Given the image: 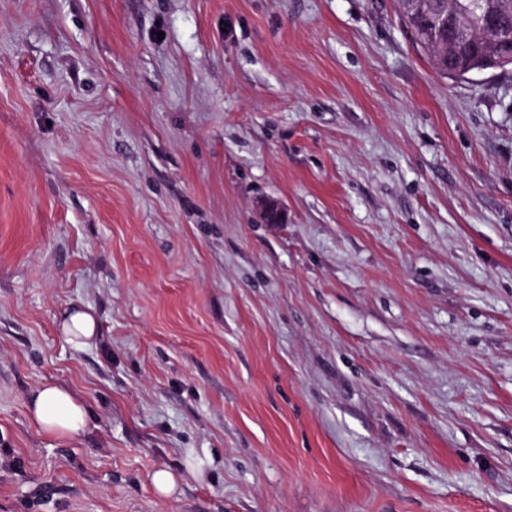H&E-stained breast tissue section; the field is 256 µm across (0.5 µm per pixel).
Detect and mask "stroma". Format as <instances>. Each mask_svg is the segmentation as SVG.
Masks as SVG:
<instances>
[{"mask_svg":"<svg viewBox=\"0 0 512 512\" xmlns=\"http://www.w3.org/2000/svg\"><path fill=\"white\" fill-rule=\"evenodd\" d=\"M0 512H512V74L398 0H0ZM471 0H400V11L405 22L414 31L418 45L429 52L434 67L443 75L454 80L469 79L473 72L471 61L477 58L497 59L503 62L502 69L512 67V45L498 43L496 37L457 39L450 35L448 46L436 43L426 25L427 16L448 10L468 16L473 27L485 21L481 12L471 13ZM95 317L84 309H73L63 315L60 322V333L63 339L77 346L89 344L97 333ZM28 411L39 429L59 440L78 436L87 425V410L73 391L57 384L37 388L28 402Z\"/></svg>","mask_w":512,"mask_h":512,"instance_id":"35a3bbf8","label":"stroma"}]
</instances>
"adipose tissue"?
<instances>
[{
	"mask_svg": "<svg viewBox=\"0 0 512 512\" xmlns=\"http://www.w3.org/2000/svg\"><path fill=\"white\" fill-rule=\"evenodd\" d=\"M28 411L39 429L60 440L82 433L87 425V410L73 391L57 384L37 388L28 402Z\"/></svg>",
	"mask_w": 512,
	"mask_h": 512,
	"instance_id": "obj_1",
	"label": "adipose tissue"
}]
</instances>
